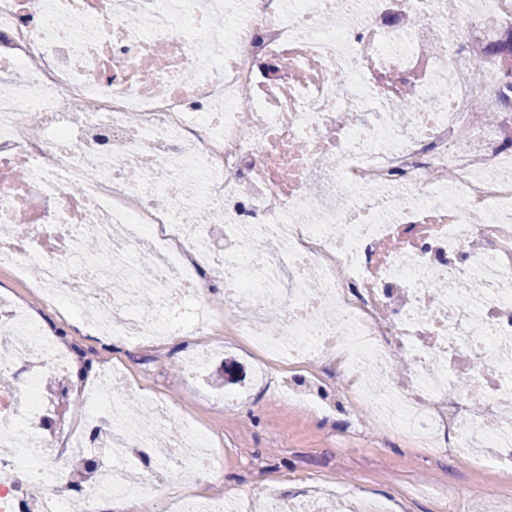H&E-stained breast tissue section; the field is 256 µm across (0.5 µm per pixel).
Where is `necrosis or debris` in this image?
Listing matches in <instances>:
<instances>
[{
  "label": "necrosis or debris",
  "mask_w": 512,
  "mask_h": 512,
  "mask_svg": "<svg viewBox=\"0 0 512 512\" xmlns=\"http://www.w3.org/2000/svg\"><path fill=\"white\" fill-rule=\"evenodd\" d=\"M511 39L512 0H0V75H25L0 95V267L37 265L48 296H76L116 336L168 335L192 300L191 332L227 323L317 361L366 445L511 463L512 52L489 48ZM98 277L108 288L86 290ZM40 319L20 297L0 306L15 378L0 390V512L145 501L146 467L219 481L177 403L140 404L174 433L162 458L110 421L125 385L108 372L74 388L92 437L17 432L73 357Z\"/></svg>",
  "instance_id": "obj_1"
}]
</instances>
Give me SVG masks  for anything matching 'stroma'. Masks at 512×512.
<instances>
[{"instance_id": "1", "label": "stroma", "mask_w": 512, "mask_h": 512, "mask_svg": "<svg viewBox=\"0 0 512 512\" xmlns=\"http://www.w3.org/2000/svg\"><path fill=\"white\" fill-rule=\"evenodd\" d=\"M193 310L189 299L175 306L169 314L173 333L144 351L126 336L67 332V323H79L82 316L69 299L63 307L45 309L44 323L102 361L124 364V379L136 394L165 396L196 411L223 454L224 488L246 495L249 512H266L268 501L285 493L319 495L336 506L388 500L398 512H441L442 487L479 489L492 483L500 491L477 502L478 512H512V472L476 467L466 456H421L397 440L364 446L345 436L351 418L335 398H327V410L318 416L288 403L285 394L294 379L310 381L317 364L269 370L248 344L228 336L214 345L204 373L183 378L181 361L197 342L184 329ZM228 362L234 365L230 383L224 380ZM252 457L267 464L266 475L251 469Z\"/></svg>"}]
</instances>
